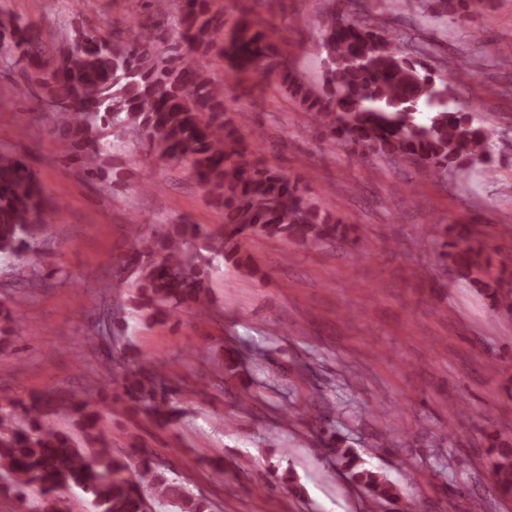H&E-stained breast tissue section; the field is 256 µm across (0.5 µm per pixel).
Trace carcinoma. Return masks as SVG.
Returning <instances> with one entry per match:
<instances>
[{"instance_id": "cac0c4a2", "label": "carcinoma", "mask_w": 512, "mask_h": 512, "mask_svg": "<svg viewBox=\"0 0 512 512\" xmlns=\"http://www.w3.org/2000/svg\"><path fill=\"white\" fill-rule=\"evenodd\" d=\"M140 2L155 14L137 15L108 36L75 22L65 46L47 44L29 22L1 20L0 60L23 65L27 81L17 93L26 97L35 87L42 90L56 113V132L68 160L89 177L120 184L123 156L141 146L160 160L189 165L224 209L225 223L233 226L229 238L201 252L193 250L201 237L196 224H170L151 234L136 224L131 228L134 252L124 268L134 274L131 300L146 318H167L184 306L204 316L212 263L208 253L235 256V235L285 234L307 244L346 240L352 226L320 210L298 182L246 159L224 86L210 77L209 58L228 60L238 77L267 74L270 46L264 26L243 16L218 42L224 19L212 11L211 0H182L173 15L164 0ZM403 40L386 28L334 14L323 23L317 44L319 83L309 85L286 65L278 77L315 124L357 154L399 155L431 178L489 160L493 132L474 123L473 106H449L451 86ZM49 209L30 166L0 150V258L17 266L33 288L38 279L28 266L29 254L37 251ZM457 228L455 241L437 243L439 256L459 258L469 272H491V256L472 247L468 225ZM504 274L482 285L512 310ZM121 387L127 400L142 405L155 420L172 421L176 411L168 407L164 375L135 372ZM49 403L37 397L22 404L23 425L13 423V413H0V469L13 474L19 495L38 491L35 512H57L56 499L74 488L90 498L95 512H146L148 496L179 512H206L203 500L148 457L141 458L133 475H124L129 464L112 455L98 429V411L85 403L73 406L81 426V436L73 438L47 422ZM320 432L334 449L337 465L375 503H400L399 486L364 467L357 449L343 446L336 432L326 426ZM491 448L495 489L512 495V443L502 439Z\"/></svg>"}]
</instances>
